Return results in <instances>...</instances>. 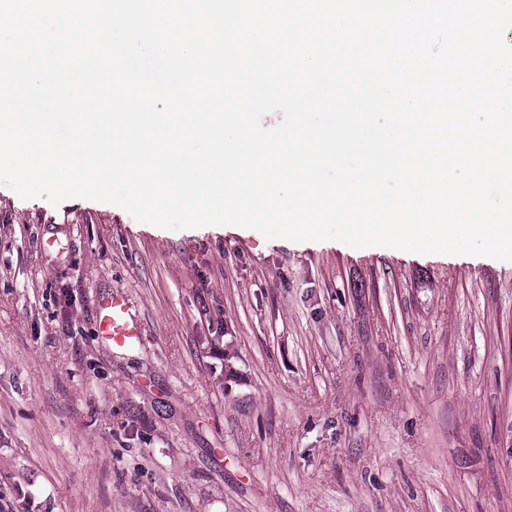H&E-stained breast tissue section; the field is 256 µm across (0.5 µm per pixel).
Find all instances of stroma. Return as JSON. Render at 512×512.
I'll return each instance as SVG.
<instances>
[{"label":"stroma","mask_w":512,"mask_h":512,"mask_svg":"<svg viewBox=\"0 0 512 512\" xmlns=\"http://www.w3.org/2000/svg\"><path fill=\"white\" fill-rule=\"evenodd\" d=\"M116 292L142 330L126 348L96 329ZM0 501L512 512V263L0 186Z\"/></svg>","instance_id":"35a3bbf8"}]
</instances>
